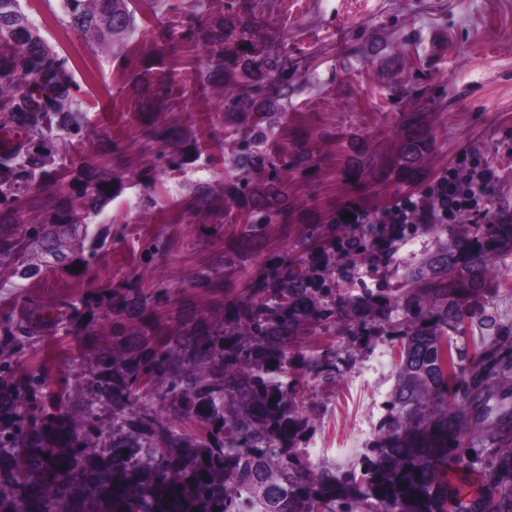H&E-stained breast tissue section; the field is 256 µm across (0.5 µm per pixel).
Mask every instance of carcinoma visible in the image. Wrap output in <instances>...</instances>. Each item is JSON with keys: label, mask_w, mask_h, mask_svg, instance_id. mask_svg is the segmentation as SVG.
<instances>
[{"label": "carcinoma", "mask_w": 512, "mask_h": 512, "mask_svg": "<svg viewBox=\"0 0 512 512\" xmlns=\"http://www.w3.org/2000/svg\"><path fill=\"white\" fill-rule=\"evenodd\" d=\"M66 25L102 46L123 41L136 27L128 0H61ZM242 33L200 27L191 37L208 51L210 68L242 92L227 98L232 112H262L296 90V70L273 44L252 39L256 20ZM0 44L18 50L15 69L0 68L5 123L25 140L0 156V256L16 254L20 202L39 190L59 133L79 136L84 118L73 105L66 61L44 41L19 0H0ZM39 89L46 101L27 94ZM260 115L234 162L235 198L250 210L243 241H261L265 225L288 202L281 168L262 150L267 127ZM406 135L390 162L405 184L433 152L423 118L405 119ZM151 138L163 145L164 167L179 170L183 155L167 127ZM313 156L299 147L286 166L308 171ZM257 169L266 177L251 181ZM60 205L25 225V239H52L55 228L98 214L110 196L105 171L76 188L56 183ZM512 254V216L498 211L446 243L406 276L407 287L341 295L326 284V248L299 262L273 255L266 275L234 297L219 282L228 265L215 264L192 287L222 297L221 317L178 310V326L147 318L159 288H112L92 302L107 321L112 347L91 360V400L79 409L46 393L45 371L17 379L0 359V512H512V410L489 419L492 389L512 380V343L482 344L470 365L458 346L483 317L482 300L494 261ZM398 319L395 385L384 429L358 464L312 463L299 447L306 429L303 379L340 371L334 354L311 355L293 366L297 336L309 325L355 324L366 331ZM84 304H70L56 323L67 331L93 326ZM32 314L16 323L13 342L39 332ZM161 403L171 418L151 410ZM112 408L104 423L95 403ZM493 449L478 458L473 436Z\"/></svg>", "instance_id": "obj_1"}]
</instances>
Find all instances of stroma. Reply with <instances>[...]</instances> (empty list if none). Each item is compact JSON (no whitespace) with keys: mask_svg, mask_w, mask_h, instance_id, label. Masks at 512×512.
I'll return each instance as SVG.
<instances>
[{"mask_svg":"<svg viewBox=\"0 0 512 512\" xmlns=\"http://www.w3.org/2000/svg\"><path fill=\"white\" fill-rule=\"evenodd\" d=\"M22 10L73 64L74 103L85 114L81 136H59L50 167L54 179L83 182L93 172L113 170L112 194L88 227H63L70 262L57 264L44 247L30 246L0 264V325L28 309L54 308L102 288H168L171 301L150 316L177 325L176 302L205 316L220 314L217 296L192 288L195 275L219 261L240 238L246 214L225 191L232 161L252 123L239 112L224 114V80H193L206 62L203 44L190 41L202 22L237 26L256 18L254 40L274 43L300 63L297 91L268 123L266 146L288 157L305 141L317 164L307 173L288 172L287 223L266 225L260 247L224 277L233 296L264 273V259L279 254L294 261L311 244V226L324 227L323 241L351 233L333 224L349 203L381 209L419 192L464 151L494 163L501 175L490 210L512 209V0H131L135 33L124 42L98 47L66 30L60 0H20ZM150 68L156 82L172 85L168 112H149L134 81ZM419 112L434 143L418 180L398 184L378 175L347 182L341 170L349 142L361 137L377 162L389 160L402 134V116ZM187 133L184 166L164 168L149 142L151 125ZM150 184H143V175ZM207 187V205L196 201ZM446 240L439 225L408 229L393 249L370 256H330L337 287L358 294L381 289L397 294L404 276ZM34 267L31 277L14 276L15 263ZM485 314L512 331V255L492 267ZM109 335L97 331H48L14 355L17 374L45 367L51 392L71 401L88 400L90 359ZM395 329L365 334L354 326L316 327L300 337L293 363L313 353L335 352L336 377H311L305 384L308 420L301 446L309 460L341 467L358 463L387 418L394 385Z\"/></svg>","mask_w":512,"mask_h":512,"instance_id":"35a3bbf8","label":"stroma"}]
</instances>
